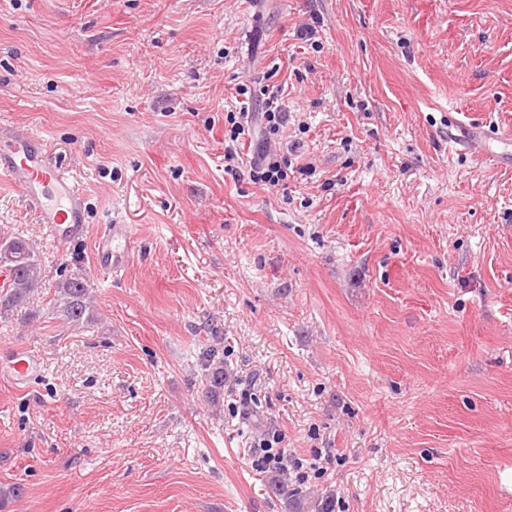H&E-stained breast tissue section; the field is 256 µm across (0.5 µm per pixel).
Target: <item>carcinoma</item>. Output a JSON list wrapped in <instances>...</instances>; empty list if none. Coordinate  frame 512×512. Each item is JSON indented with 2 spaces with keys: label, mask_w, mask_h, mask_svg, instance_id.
<instances>
[{
  "label": "carcinoma",
  "mask_w": 512,
  "mask_h": 512,
  "mask_svg": "<svg viewBox=\"0 0 512 512\" xmlns=\"http://www.w3.org/2000/svg\"><path fill=\"white\" fill-rule=\"evenodd\" d=\"M0 268L10 278L7 296L0 297V317L6 318L24 307L30 297L43 288L53 289V298L50 299L52 312L64 323L78 326L92 317V287L81 268L76 267L59 275L55 282H48L36 247L20 237L0 242ZM200 387L210 405L216 406L224 401V356L217 349L210 350L208 365L200 377ZM270 486L272 492L288 504L290 512H331L333 508L330 498L314 497L279 476L270 481Z\"/></svg>",
  "instance_id": "1"
}]
</instances>
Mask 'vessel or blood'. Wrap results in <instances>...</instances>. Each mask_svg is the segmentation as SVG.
Segmentation results:
<instances>
[{"instance_id":"1","label":"vessel or blood","mask_w":512,"mask_h":512,"mask_svg":"<svg viewBox=\"0 0 512 512\" xmlns=\"http://www.w3.org/2000/svg\"><path fill=\"white\" fill-rule=\"evenodd\" d=\"M0 177L10 180L21 190L38 223L47 225L58 241L66 242L85 235L83 196L51 163L38 137L21 133L7 145H0ZM135 244L130 225H106L95 243L97 267L110 273L120 272L132 258ZM41 369L36 354L25 348H15L8 353L7 365L0 369V376L22 390L38 378Z\"/></svg>"}]
</instances>
